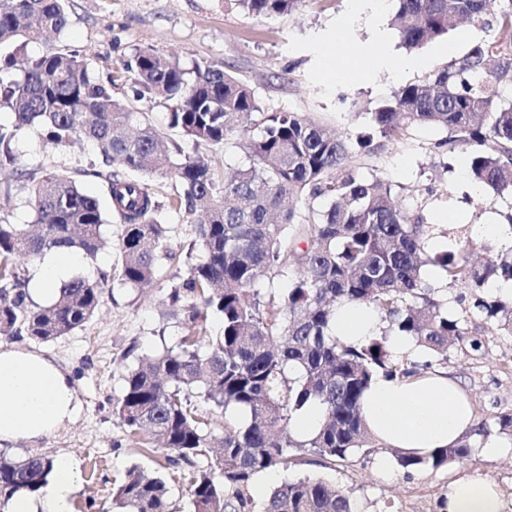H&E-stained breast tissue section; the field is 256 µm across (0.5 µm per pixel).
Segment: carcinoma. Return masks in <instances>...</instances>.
Segmentation results:
<instances>
[{"label":"carcinoma","mask_w":512,"mask_h":512,"mask_svg":"<svg viewBox=\"0 0 512 512\" xmlns=\"http://www.w3.org/2000/svg\"><path fill=\"white\" fill-rule=\"evenodd\" d=\"M68 0H0V47L16 54L43 32L61 34L68 24ZM258 17L291 14L304 0H238ZM396 0L395 23L409 50L443 39L459 23L485 37L463 57L439 67L428 79L401 86L371 113L373 134L401 139L412 125L447 132L434 148L452 154L471 148L470 175L493 199L512 198V0ZM125 81L137 96L160 99L169 127L198 148L178 151L170 164L179 183L177 204L206 215L188 248L185 278L171 293L185 302L183 335L174 347L137 356L122 374L124 390L112 413L144 452L159 444L165 475L139 466L112 487L119 512H166L169 481L190 486L192 512H358L355 499L317 476L286 478L262 503L252 494L256 477L306 466L334 467L357 453H369L376 439L362 415L373 377L410 378L429 370L411 367L388 349L394 334L411 337L437 361L448 347L470 335L467 319L443 310L422 276L440 267L450 288L480 292L494 280H512V249L493 250L468 238L453 249L428 251L433 226L410 216L387 180L346 165L347 141L296 112H266L248 84L206 60L186 66L151 48L105 82L74 51L28 56L21 75L0 76V169L26 178L36 231L0 223V336H27L41 343L66 336L90 321L101 305L99 281L77 277L47 306L27 303L26 273L15 263L35 262L65 248L94 259L107 239L103 226L113 215L122 226L115 245L120 281L145 290L158 280L160 261L173 254L162 204L146 178L156 170L162 145L150 116L112 96ZM64 148L92 142L105 168L76 169L96 179L102 195L85 191L66 173L36 178L19 165L14 144L32 126ZM238 140L248 164L215 174L203 150ZM292 275L288 288L274 279ZM373 308L382 329L362 344L332 333L336 306ZM473 307L485 323L512 332V300L478 297ZM217 315L222 331L207 326ZM377 352H372V349ZM310 401L323 408L318 432L297 437L296 411ZM243 410V421L224 418L217 426L199 409ZM471 442L441 448L430 457L392 449L397 467L441 469L470 456ZM54 459L0 455V505L20 490H39Z\"/></svg>","instance_id":"obj_1"}]
</instances>
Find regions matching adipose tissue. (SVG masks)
<instances>
[{"mask_svg": "<svg viewBox=\"0 0 512 512\" xmlns=\"http://www.w3.org/2000/svg\"><path fill=\"white\" fill-rule=\"evenodd\" d=\"M76 261L71 252H47L37 262L31 296L53 303ZM379 328L380 318L370 307L345 304L337 310L334 333L345 342L363 343ZM362 409L377 440L417 457L454 445L473 425L469 398L438 372L407 379L376 375L363 396ZM81 411L70 375L53 358L0 345V444L54 437L76 422ZM81 485L76 459L59 456L46 484L15 495L8 512H72ZM502 507L496 483L478 473L449 486L441 512H501Z\"/></svg>", "mask_w": 512, "mask_h": 512, "instance_id": "1", "label": "adipose tissue"}]
</instances>
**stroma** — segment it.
<instances>
[{
    "label": "stroma",
    "instance_id": "stroma-1",
    "mask_svg": "<svg viewBox=\"0 0 512 512\" xmlns=\"http://www.w3.org/2000/svg\"><path fill=\"white\" fill-rule=\"evenodd\" d=\"M351 10L352 0H303L290 15L264 18L244 12L238 0H70L68 25L62 34L29 43L26 52L34 56L49 49L80 51L103 81L131 60L137 49L146 47L186 63L205 59L222 64L250 85L265 111L297 112L347 138L352 145L351 165L395 184L401 203L419 210L426 223L447 231L449 240L474 235L480 224L501 223L511 208L506 202L489 205L484 194L467 191L468 151L460 148L450 155L436 150L444 130L414 125L402 139L382 142L378 148L359 144L360 136L370 133V114L381 101L400 85L425 80L449 60L463 56L482 39V32L458 26L447 38L417 50L422 67L407 73L379 69L371 57L379 42H387L392 57L407 54L393 23L395 0H381L378 13L355 21ZM347 21L352 27L346 52L360 75L349 82H324L320 74L326 51L323 37ZM112 95L151 113L166 142L192 152V143L169 128L167 108L160 100L136 98L124 83L113 87ZM16 149L25 169L40 177L72 170L77 163L97 157L90 142L57 148L37 129L24 131ZM148 185L163 204L161 219L174 250L182 251L195 237L198 214L170 207L180 187L165 172L154 174ZM4 186L10 192H0V220L31 223L24 181L7 170L0 172V189ZM183 275V263L176 258L163 261L161 278L149 290H131L111 280L98 313L84 327L49 343L26 336L14 341L15 346L54 358L71 373L82 413L69 429L39 445L18 441L0 446V452L13 459L34 452L78 459L83 484L73 512H80L88 501L94 504L92 512H113V480L132 466H155L152 456L136 451L125 426L113 417L112 402L122 391L121 374L129 349L143 354L179 340L183 311L172 303L170 293ZM469 321L481 348L450 347L442 369L469 395L475 419L490 421L512 412V334L484 324L475 315ZM387 452L382 445L352 464L321 468L317 474L352 493L361 512H438V500L453 480L481 470L495 479L506 505L504 512H512L511 455L487 459L476 447L470 458L454 466L411 473L399 469L387 479L374 468L377 457Z\"/></svg>",
    "mask_w": 512,
    "mask_h": 512
}]
</instances>
